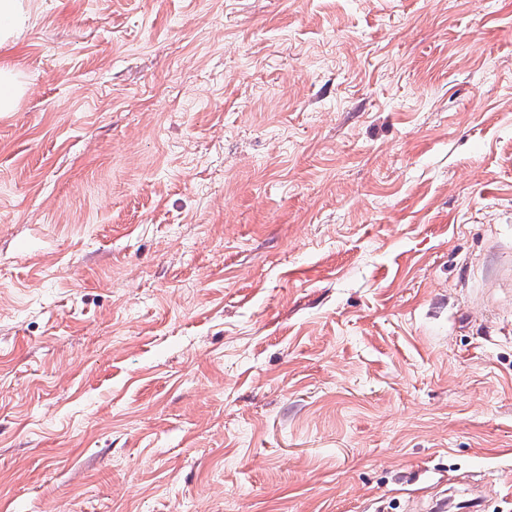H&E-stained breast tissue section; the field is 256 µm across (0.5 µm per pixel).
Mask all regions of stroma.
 <instances>
[{
    "label": "stroma",
    "mask_w": 512,
    "mask_h": 512,
    "mask_svg": "<svg viewBox=\"0 0 512 512\" xmlns=\"http://www.w3.org/2000/svg\"><path fill=\"white\" fill-rule=\"evenodd\" d=\"M23 4L0 512H512V0Z\"/></svg>",
    "instance_id": "35a3bbf8"
}]
</instances>
